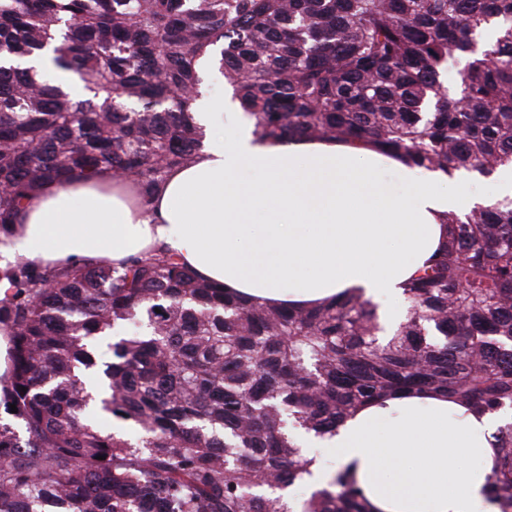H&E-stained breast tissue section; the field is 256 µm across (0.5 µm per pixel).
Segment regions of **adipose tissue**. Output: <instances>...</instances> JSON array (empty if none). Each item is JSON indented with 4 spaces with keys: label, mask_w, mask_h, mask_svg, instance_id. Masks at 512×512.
<instances>
[{
    "label": "adipose tissue",
    "mask_w": 512,
    "mask_h": 512,
    "mask_svg": "<svg viewBox=\"0 0 512 512\" xmlns=\"http://www.w3.org/2000/svg\"><path fill=\"white\" fill-rule=\"evenodd\" d=\"M193 109L203 123L223 112L232 134L172 171L149 203L108 171L52 183L0 240V258L118 267L163 249L260 302L309 306L347 292L394 324L404 283L448 237L443 217L484 202L464 173L412 168L366 146L273 144L229 99ZM507 420L439 394L396 396L359 409L317 444L351 468L374 512H495L489 476Z\"/></svg>",
    "instance_id": "obj_1"
}]
</instances>
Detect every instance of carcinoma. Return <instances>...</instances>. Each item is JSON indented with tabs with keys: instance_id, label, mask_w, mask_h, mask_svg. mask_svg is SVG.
<instances>
[{
	"instance_id": "obj_1",
	"label": "carcinoma",
	"mask_w": 512,
	"mask_h": 512,
	"mask_svg": "<svg viewBox=\"0 0 512 512\" xmlns=\"http://www.w3.org/2000/svg\"><path fill=\"white\" fill-rule=\"evenodd\" d=\"M50 47L82 97L14 65ZM216 49L272 143L370 145L450 175L512 165V0H0V232L74 175L110 171L149 202L204 145L192 103ZM443 223L390 336L360 295L272 307L165 251L0 266V405L25 429L0 421V512H370L346 468L299 511L279 495L315 461L296 428L323 436L398 392L512 412V196ZM498 448L490 495L512 512V423Z\"/></svg>"
}]
</instances>
